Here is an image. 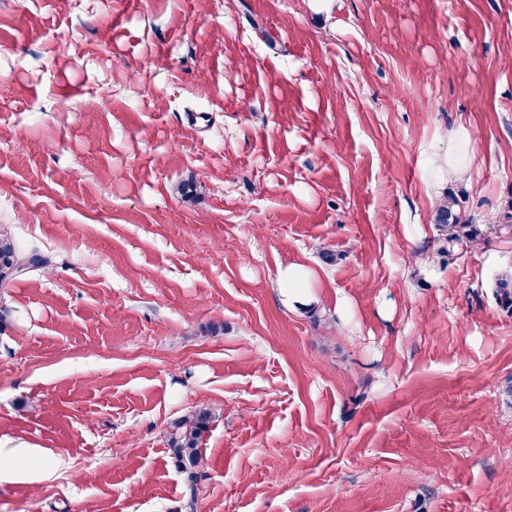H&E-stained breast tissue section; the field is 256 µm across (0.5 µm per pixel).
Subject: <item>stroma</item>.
<instances>
[{
  "instance_id": "stroma-1",
  "label": "stroma",
  "mask_w": 512,
  "mask_h": 512,
  "mask_svg": "<svg viewBox=\"0 0 512 512\" xmlns=\"http://www.w3.org/2000/svg\"><path fill=\"white\" fill-rule=\"evenodd\" d=\"M510 50L512 0H0V225L50 260L0 288V512H512ZM434 221L441 232L443 242L448 247L443 248L448 255L454 252L456 247H471L484 241L485 231L479 224H472L464 218L459 200L452 194H448L437 205ZM309 272L301 265H293L280 272V280L288 285V303H301L307 300L300 290L305 288ZM495 297L498 306L512 314V264L497 275ZM214 417L212 411L208 409L194 412L180 422L185 431L179 437H174L171 440V448H173L181 467L188 473L192 487L198 479L196 468L200 457L199 438Z\"/></svg>"
}]
</instances>
